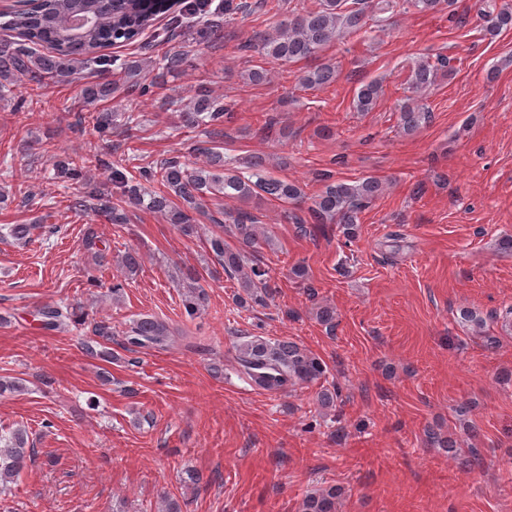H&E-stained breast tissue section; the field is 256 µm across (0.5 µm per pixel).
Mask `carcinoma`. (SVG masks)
<instances>
[{
  "mask_svg": "<svg viewBox=\"0 0 512 512\" xmlns=\"http://www.w3.org/2000/svg\"><path fill=\"white\" fill-rule=\"evenodd\" d=\"M453 0H403L406 8L420 13L434 12ZM395 0H317L308 6L305 0H294L288 9V21L272 33L257 34L248 47L266 57L281 62H298L315 56L325 45L362 31L367 22L379 14L393 11ZM170 0H37L33 7L12 16L8 25L16 32L14 40H0V86L6 88L24 81L42 85L47 81L68 78L86 82L81 103L92 105L107 99L117 91L112 65L115 60L101 50L116 43L132 42L146 30L154 27L161 15L170 12ZM485 18L486 31L495 36L512 26V5L495 3L480 10ZM199 39L217 43L224 39V27L216 20H206L197 31ZM186 64L182 52H167L155 62L157 76L176 74ZM445 62L421 59L410 68L407 89L418 94L434 86L445 75ZM93 70L96 80L90 81L86 70ZM336 81V67L320 64L302 76V83L311 88L329 86ZM382 93V85L372 81L357 92L355 109L372 110ZM176 106L179 120L186 128L219 127L232 119L224 106V99L208 92H200L184 106ZM430 112L410 101L401 108L400 124L413 132L428 122ZM193 151L205 155L206 165L191 168L181 157L163 159L155 166L143 167L139 177L129 178L114 164L98 155L77 156L59 161L53 179L62 183L81 182L85 191L73 197L71 209L91 211L115 226L128 223V206H139L164 216L168 223L190 234L197 215L203 213V201L236 199L247 201L260 194L302 208L291 220L296 232L304 237L322 231L329 224L340 229L350 241L358 235L359 214L384 191V183L376 177H366L351 184L331 180L322 175L323 189L310 199L307 207L302 188L294 182L268 176L260 158H251L238 165L224 161V153L203 141ZM92 167L107 172L106 182L97 184L87 179ZM156 180L159 190L142 187V181ZM224 220L233 225L234 235L242 244L232 248L224 242L222 225L207 239L210 253L224 269L236 276L242 291L235 295V303L246 308L265 305L273 295L270 271L257 257L247 251L259 252L271 246L269 236L257 229V220L245 209L224 214ZM56 227L43 224H12L8 234L24 244L32 241L34 232ZM208 297L201 287H193L184 299L187 314L194 315L205 307ZM33 317L47 331L66 332L70 327L86 324L83 311L67 304H42L35 307ZM91 336L82 342L84 354L96 361L112 362V326L100 321L91 324ZM171 340L169 327L161 320L143 315L132 320L123 336V347L130 353L147 350L162 351ZM238 372L260 389L271 393L296 384H311L327 372L325 362L290 340H270L255 336L237 348ZM26 390L24 379L0 378V397ZM35 448L28 431L17 426L0 434V494L11 490V485L32 462ZM343 489L331 485L305 497L302 512H336Z\"/></svg>",
  "mask_w": 512,
  "mask_h": 512,
  "instance_id": "1",
  "label": "carcinoma"
}]
</instances>
